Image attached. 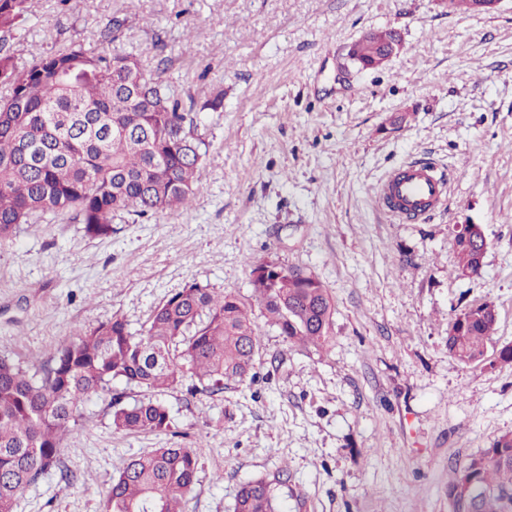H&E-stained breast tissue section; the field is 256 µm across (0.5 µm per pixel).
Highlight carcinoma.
<instances>
[{"label":"carcinoma","mask_w":512,"mask_h":512,"mask_svg":"<svg viewBox=\"0 0 512 512\" xmlns=\"http://www.w3.org/2000/svg\"><path fill=\"white\" fill-rule=\"evenodd\" d=\"M30 11V0H0V238L23 224L69 215L95 238L112 234L121 214L152 217L187 208L197 172L209 152L200 114L217 112L218 95L196 106L132 55L108 45L123 22L100 31L101 49L71 43L19 66L11 39ZM394 30L371 31L347 55L363 68L383 63L400 47ZM457 274L470 277L483 264L479 224L455 234ZM267 321L288 343L324 349L330 341L333 300L312 273L289 267L252 280ZM497 322L491 302L459 313L448 329V352L459 363L485 356ZM260 336L251 309L233 293L192 284L153 310L137 336L119 317L78 332L30 373L0 357V512L28 487L59 468L60 446L85 402L123 380L157 396L190 377L211 393L254 377ZM115 430L166 431L170 413L159 399L113 407ZM198 469L186 447L156 448L127 459L112 479L104 512H183ZM288 473L249 481L234 512H285L279 488ZM450 512H512V434L499 436L448 482Z\"/></svg>","instance_id":"carcinoma-1"}]
</instances>
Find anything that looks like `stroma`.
<instances>
[{"label": "stroma", "mask_w": 512, "mask_h": 512, "mask_svg": "<svg viewBox=\"0 0 512 512\" xmlns=\"http://www.w3.org/2000/svg\"><path fill=\"white\" fill-rule=\"evenodd\" d=\"M12 42L19 65L62 46L115 49L202 103L209 153L190 209L79 224H25L0 238V355L36 368L112 316L132 330L192 284L252 303L255 376L224 393L161 399L170 430L123 434L117 380L61 444V470L14 512H102L131 456L194 449L185 512H233L240 487L287 470L288 512H449L452 469L512 432V0L491 12L441 0H32ZM393 29L402 47L361 69L346 48ZM427 158L450 171L448 204L420 224L377 204L391 170ZM482 225L478 275L456 273L454 227ZM312 272L335 308L326 349L292 346L254 305L253 262ZM493 302L484 359L448 353V325Z\"/></svg>", "instance_id": "1"}]
</instances>
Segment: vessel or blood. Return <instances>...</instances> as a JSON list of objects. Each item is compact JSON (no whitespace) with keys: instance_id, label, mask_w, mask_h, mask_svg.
Returning a JSON list of instances; mask_svg holds the SVG:
<instances>
[{"instance_id":"1","label":"vessel or blood","mask_w":512,"mask_h":512,"mask_svg":"<svg viewBox=\"0 0 512 512\" xmlns=\"http://www.w3.org/2000/svg\"><path fill=\"white\" fill-rule=\"evenodd\" d=\"M448 191V179L434 163L413 159L388 174L379 188L378 200L394 219L416 222L440 211Z\"/></svg>"}]
</instances>
